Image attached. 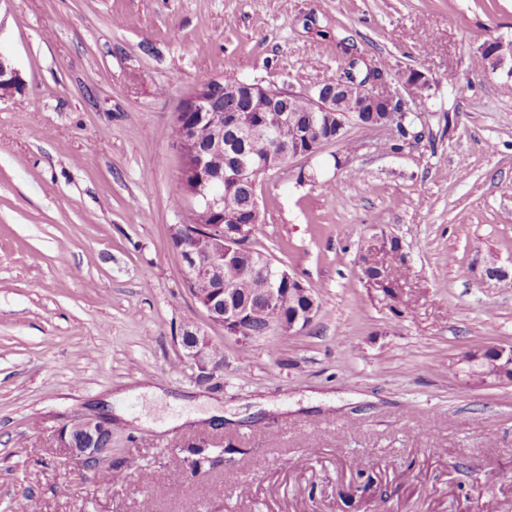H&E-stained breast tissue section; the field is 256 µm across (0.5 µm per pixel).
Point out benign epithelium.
Returning <instances> with one entry per match:
<instances>
[{
    "label": "benign epithelium",
    "mask_w": 512,
    "mask_h": 512,
    "mask_svg": "<svg viewBox=\"0 0 512 512\" xmlns=\"http://www.w3.org/2000/svg\"><path fill=\"white\" fill-rule=\"evenodd\" d=\"M482 50L491 53L496 62V71L512 80V41L498 38L483 45ZM418 83L428 77L415 70H407L397 79L398 87L392 81H382V94H376L372 82H366L341 99L336 93L343 89L344 81L328 83L319 96L310 98L273 86L245 80L217 81L223 94L243 105L257 100L267 103V111L275 113L276 123L287 126L296 121V113L313 112L314 129L318 134L310 145V151L288 149V153L262 160L253 164H234L224 168V125L228 124L248 136L262 135L267 127L253 125L246 121L245 108L230 113L216 104L213 97L212 81L196 85L177 112L174 124L185 126L178 151L183 156L186 168L191 170L193 179L184 188L183 195L196 203L192 224H172L169 237L181 259L185 287L207 318L224 327V333L246 343L254 339L249 327L253 317L252 307L239 288L224 287V261L249 247L251 230L246 218H235L232 228L220 225L224 217V182H252L260 175L280 170L290 157H306L327 144L343 139L346 126L344 116L350 112L361 114L358 125L367 129L393 128L409 116L417 117L404 94L409 92L408 80ZM23 88L20 72L9 59L0 53V98L13 96ZM194 112L208 124L211 137L204 149L196 145L191 125L184 124L186 113ZM267 279L264 301L269 306L286 303L292 307L288 317L276 324V330L291 335L308 328L317 316L316 303L309 297V288L287 269L267 259L256 264ZM184 350V357L191 360L203 381L212 380L224 368V356L218 352L212 341L201 328L188 323L180 329L178 336ZM63 447L69 449L72 457L88 468H99L112 458V429L100 418L84 417L71 427L58 433Z\"/></svg>",
    "instance_id": "7a95c632"
}]
</instances>
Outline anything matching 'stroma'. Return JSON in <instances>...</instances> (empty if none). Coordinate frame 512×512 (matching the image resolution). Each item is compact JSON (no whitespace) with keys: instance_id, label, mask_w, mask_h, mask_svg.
I'll return each mask as SVG.
<instances>
[{"instance_id":"stroma-1","label":"stroma","mask_w":512,"mask_h":512,"mask_svg":"<svg viewBox=\"0 0 512 512\" xmlns=\"http://www.w3.org/2000/svg\"><path fill=\"white\" fill-rule=\"evenodd\" d=\"M353 41L430 79L424 134L346 138L261 176L251 242L311 288L314 323L241 344L182 280L170 133L200 82L311 94ZM512 0H0V512H512V82L470 70ZM468 74L469 84L448 78ZM405 263L363 279L371 238ZM504 270L488 279L487 267ZM224 351L202 382L177 336ZM108 404L114 483L57 433ZM211 463L192 470V447ZM22 88L23 79L20 72L0 53V98L11 97Z\"/></svg>"}]
</instances>
